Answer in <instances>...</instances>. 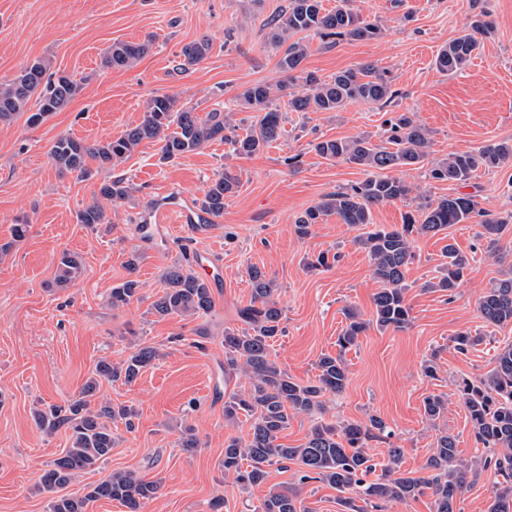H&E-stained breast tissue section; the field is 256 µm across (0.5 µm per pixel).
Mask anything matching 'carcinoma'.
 <instances>
[{
	"label": "carcinoma",
	"instance_id": "carcinoma-1",
	"mask_svg": "<svg viewBox=\"0 0 512 512\" xmlns=\"http://www.w3.org/2000/svg\"><path fill=\"white\" fill-rule=\"evenodd\" d=\"M488 23L474 19L464 33L448 42L439 51L436 68L446 74L462 70L479 48L477 35ZM270 42L283 50L278 66L288 74V83L272 88L255 83L239 95L241 104L255 112L254 120L238 132V126L211 111L201 117L192 108L179 106L175 96L154 95L146 101L141 121L117 137L86 141L61 137L52 146L53 163L62 176L91 173L89 165L106 169L120 165L145 141L161 143V158L171 161L193 153L213 141L231 146L240 156H251L268 148L283 135L282 113L273 107V98L288 92L291 112H337L353 101L389 104L398 95L392 88L388 72L371 63L337 72L327 80L302 68L307 46L302 40H291L300 33H314L329 47L344 39L369 40L382 35V27L353 11L348 5L326 10L322 0H288L287 9L268 22ZM150 43L120 42L107 48L101 65L107 69H126L139 61ZM211 50L208 39L195 40L181 47L177 70L184 73L198 66ZM48 65L37 60L8 82H0V123H9L27 112V123L36 126L49 114L66 106L81 91V85L67 76L55 80L46 77ZM38 108L30 112L29 103ZM431 135L427 128L405 113L387 122V138L375 143L360 136L350 140L329 139L312 144L316 154L329 160H341L357 166L365 178L350 186L339 187L324 195L295 217V231L305 238L311 227L325 216H336L351 226L371 224L372 209L402 199L410 187L399 177L408 167L428 166L429 178L438 182L464 183L480 168H491L512 158V144L499 142L475 151L452 153L448 159L429 160ZM239 176L226 170L216 176L205 191L200 207L211 216L224 213V199L235 194ZM130 184L116 177L100 184L98 195L112 202L131 195ZM482 217L481 238L486 250H497L499 238L509 222L492 217L477 208L473 196L450 195L426 204L421 223L407 215L399 228L374 226L360 238L367 254L372 275L381 288L374 294L371 318L363 319L351 309L345 310L346 324L337 337L335 356L324 354L317 362L318 375L313 381L298 382L285 371L271 354L270 341L282 335V310L273 300L275 283L257 267L248 272L249 303L238 311L246 328H224V374H242L249 388L229 394L224 399V421L236 426L241 419L250 422L247 437L231 436L224 442V473L233 475L243 488L263 483L267 468L288 464L299 467L298 485L273 491L263 500L259 512H308L300 499L299 486L320 481L335 489L342 512H381L390 501H407L426 494L434 497L436 512H456V499L468 484L478 479L481 471L494 467L502 480L495 483L488 512H512V344L498 350L495 367L486 375L465 377L456 383V393L473 427L476 444L493 450L490 456L470 462L458 456L456 438L443 434L437 438L436 450L427 461L431 474L412 477L396 467L403 449L389 444L393 466L369 480L375 465L367 454L368 443L388 440L392 432L378 416L363 423L342 425L317 422L304 443L286 446L280 443L296 414L314 415L323 410L324 397L342 393L348 384L344 353L357 346L360 337L372 328L379 331H403L412 323L411 308L406 300L405 274L414 259L413 235L432 234L452 224H462ZM77 223L105 224L103 206L95 201L76 214ZM181 258L172 262L162 274L163 289L151 302L149 312L163 320L168 317L207 318L214 311V298L209 281L194 269L197 254L188 245L180 247ZM448 262L446 274L435 287L452 292L458 287L469 267L453 245L444 249ZM139 257L127 262L129 276L112 288L110 306L120 309L141 300L140 281L135 276ZM58 280L71 282L82 273L80 258L63 252L57 264ZM478 312L484 322L503 326L512 323V276L496 282L480 298ZM482 337L465 331L452 338L454 350L462 355L479 345ZM158 349L151 345L137 346L126 359L112 363L98 361L85 382L79 398L65 405H54L38 415L41 428L54 432L69 430L70 447L53 460L40 476L37 489L57 493L49 512H86L89 503L99 499L118 501L128 512H142L147 501L156 497L160 484L133 470L114 471L83 495L62 493L82 472L105 462L112 454L114 438L109 422L124 421L127 430L135 429V411L124 404L105 403L90 406L104 380L129 385L143 370L153 365ZM445 408L439 395L424 401L425 416L436 420Z\"/></svg>",
	"mask_w": 512,
	"mask_h": 512
}]
</instances>
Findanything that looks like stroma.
Listing matches in <instances>:
<instances>
[{"mask_svg": "<svg viewBox=\"0 0 512 512\" xmlns=\"http://www.w3.org/2000/svg\"><path fill=\"white\" fill-rule=\"evenodd\" d=\"M287 4L0 0V81L43 60L50 72L71 76L82 86L74 100L38 126H29L23 114L0 124V247H9L0 250V512H48L51 496L37 491L35 483L70 440L66 429L40 430L35 411L78 397L99 359L119 361L142 343L159 347L161 358L135 383L105 382L96 395L132 407L135 429L113 422L111 456L77 477L70 492L86 493L111 472L133 470L161 484L143 512H211L218 499L224 502L221 512H256L270 492L293 485L299 486L309 512H340L337 491L317 481L298 485L293 465L271 466L264 483L247 489L225 475L224 442L232 435L246 436L247 428L225 424L224 396L247 387L248 381L225 376L221 338L225 328L238 326L237 310L250 300L248 270L253 266L274 280L286 326L271 353L298 381L314 379L321 354H336L345 308L370 317L379 284L359 243L363 228L330 216L313 226L308 237L295 232L296 215L363 178L360 169L322 158L310 144L359 136L380 141L387 119L399 112L413 114L430 131L431 157L437 161L490 143H512V0H350L355 11L379 21L383 37L343 40L328 48L319 37L306 36L304 70L326 79L373 63L390 73L399 97L388 107L355 101L337 112H292L285 99H277L284 134L256 155L237 156L229 145L214 141L166 163L159 143L145 142L114 171L84 179L60 176L50 157L62 136L119 135L140 121L146 100L158 94L176 96L202 115L218 110L236 121L250 119L239 94L252 84L274 85L284 78L279 55L267 41L266 23ZM482 11L492 29L468 65L456 74L438 71L434 61L441 47ZM201 38L211 43L208 57L195 69L177 73L181 47ZM147 40L152 47L135 66L102 67V53L113 43ZM293 155L300 158L295 167L286 163ZM227 167L239 175L240 188L225 199L223 215L213 218L207 234L178 226L170 238L153 245L136 234V221L151 219L158 208L197 203ZM114 174L132 184V196L108 205V223H78V210ZM402 178L411 188L409 195L374 208V224L400 226L407 213L457 193L472 195L490 215H512L510 161L480 169L463 184L431 180L421 169L405 171ZM17 224L28 227L18 241L12 238ZM479 230L473 219L433 236H415V258L405 275L411 326L372 329L362 336L345 355V391L327 401L328 421L381 417L394 439L370 442L369 455L386 463L390 445H398L403 450L399 466L413 477L427 476L426 463L441 434L455 436L463 458L479 455L455 383L488 373L496 352L512 343V324H486L477 310L487 289L512 274V227L493 256L478 240ZM186 242L205 253L207 271L222 280L213 291L212 338L203 351L190 345L195 320H161L148 311L163 287L164 268ZM450 243L470 267L449 296L434 284L445 262L442 249ZM66 250L82 257L84 271L74 285L60 287L54 278ZM322 252L334 255V262L308 271L307 262ZM134 254L144 299L111 309L110 292L126 279V262ZM462 331L483 338L464 355L451 342ZM430 358L438 368L433 378L422 370ZM431 394L446 401L433 422L424 413V399ZM184 425L196 429L199 451L188 453L179 446Z\"/></svg>", "mask_w": 512, "mask_h": 512, "instance_id": "obj_1", "label": "stroma"}]
</instances>
